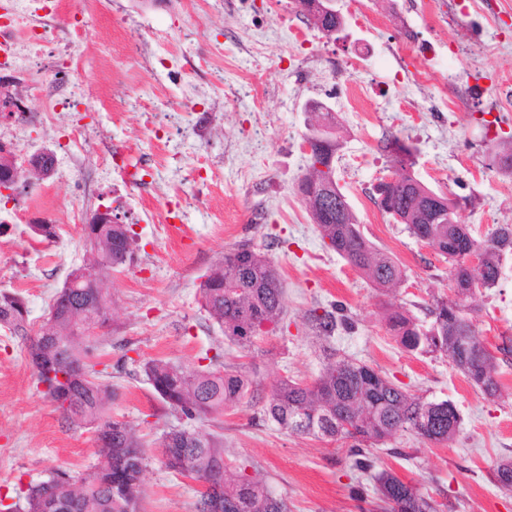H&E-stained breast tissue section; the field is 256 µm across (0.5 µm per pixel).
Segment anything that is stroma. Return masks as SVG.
Here are the masks:
<instances>
[{"mask_svg":"<svg viewBox=\"0 0 512 512\" xmlns=\"http://www.w3.org/2000/svg\"><path fill=\"white\" fill-rule=\"evenodd\" d=\"M45 16L28 0L21 29H48L22 83L34 97L0 117L18 128L6 140L21 175L18 195L0 216L29 213L63 229L59 244H33L28 225L0 228V290L21 293L33 329L87 253L82 228L111 209L135 232V261L113 273L112 341L98 356L110 365L114 418L133 424L146 444L140 512H197L198 485L168 471L158 441L179 423L153 391L140 363H191L221 354L244 366L251 391L204 429L222 433L227 458L246 474H265L290 512H362L360 475L342 442L297 436L264 414L283 378L312 381L329 354L364 362L410 393L448 400L460 430L447 445L403 433L380 465L416 484L451 512H512V493L493 480L512 457V254L497 285L472 298L474 324L499 356L505 394L486 397L437 354L403 348L386 323L389 306L421 320L435 299L451 296L449 264L385 214L375 187L398 172L389 140L412 147L414 176L464 202L458 219L476 237L512 225V176L493 164L512 144V0H337L339 39L326 40L291 0H95L84 39L68 44L66 20L80 0H59ZM142 40L130 46L128 35ZM82 60L72 73L69 58ZM56 80L87 87L99 103L80 122L49 123L46 88ZM320 101L336 113L343 147L336 178L362 234L402 266L389 293L328 250L296 184L309 114ZM140 147L124 164L134 183L102 181L100 167L130 139ZM54 154L39 176L32 154ZM248 243L276 262L285 288L284 330L248 349L231 346L200 308L203 275L225 251ZM342 305L355 328L316 337L311 312ZM94 433L64 425L38 386L22 340L0 328V494L39 483L57 469L81 473L94 463Z\"/></svg>","mask_w":512,"mask_h":512,"instance_id":"obj_1","label":"stroma"}]
</instances>
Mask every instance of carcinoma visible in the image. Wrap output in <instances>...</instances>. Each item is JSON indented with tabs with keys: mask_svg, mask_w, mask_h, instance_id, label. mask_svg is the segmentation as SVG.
<instances>
[{
	"mask_svg": "<svg viewBox=\"0 0 512 512\" xmlns=\"http://www.w3.org/2000/svg\"><path fill=\"white\" fill-rule=\"evenodd\" d=\"M336 113L313 112L310 128L326 129L325 145L307 157L301 182L310 188L324 183L321 166L335 167ZM380 208L401 220L408 232L432 247L451 265L452 285L470 277L464 267L466 249L480 251L477 272L483 287H494L500 278L501 257L512 254V225L501 224L485 239L475 237L466 224H431L425 196L414 188L387 185ZM310 210L309 216L326 247L334 251L374 287L388 292L403 278L399 264L367 240L350 205L343 212ZM94 234L87 248L91 258L82 267L95 272L99 287L83 282L57 292L49 318L40 332L31 334L24 297L16 291H0V327L25 343L37 383L69 427L95 432L96 464L75 476L59 469L48 480L28 487L11 504L0 499V512H46L45 499L58 504L55 512H139L142 475L146 467L144 444L126 421L112 417V384L97 369L95 354L112 339V295L106 281L134 261V233L128 224H85ZM33 240L51 242L58 227L44 220L29 225ZM201 309L217 325L224 339L249 348L259 336L280 329L284 289L280 273L268 254L241 244L224 257L200 284ZM433 320L421 322L408 310L395 309L387 320L389 329L409 351L439 353L448 358L469 382L487 397L500 395L498 358L478 336L468 317L467 299L458 301L457 315L448 317L447 301L439 298L430 310ZM312 327L320 338L333 337L353 322L337 306L323 314H311ZM467 330L471 347L466 356L455 357L459 333ZM220 354L208 363L179 364L156 358L141 365L158 397L180 415L183 424L164 432L161 456L167 469L194 479L214 477L224 484L220 512H288L285 500L273 496L265 479L232 469L224 457V436L207 432L198 424L221 415L249 391L251 382L238 367L219 363ZM264 413L289 433L335 441H350L351 469L373 482V492L384 512H447L448 505L422 493L390 469H377L372 448L409 432L429 444L451 443L460 416L449 400L430 401L408 393L382 371L362 362L330 355L310 383L281 380L267 396ZM497 486L512 492V460L503 459L493 469Z\"/></svg>",
	"mask_w": 512,
	"mask_h": 512,
	"instance_id": "cac0c4a2",
	"label": "carcinoma"
}]
</instances>
